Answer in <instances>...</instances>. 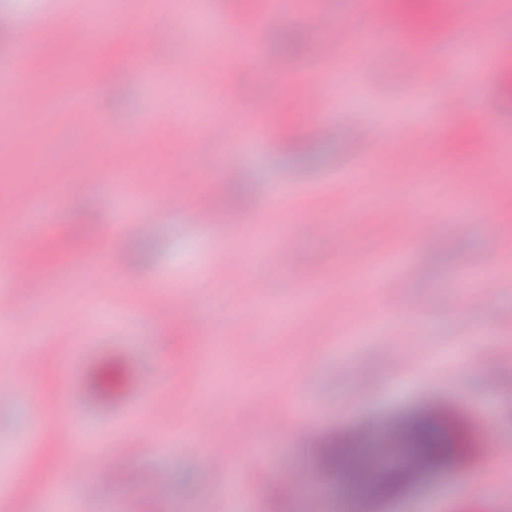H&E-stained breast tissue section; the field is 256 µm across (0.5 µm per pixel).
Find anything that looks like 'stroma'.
I'll return each mask as SVG.
<instances>
[{
    "instance_id": "obj_1",
    "label": "stroma",
    "mask_w": 512,
    "mask_h": 512,
    "mask_svg": "<svg viewBox=\"0 0 512 512\" xmlns=\"http://www.w3.org/2000/svg\"><path fill=\"white\" fill-rule=\"evenodd\" d=\"M153 23L134 30L129 20L138 0H0L10 31L0 34V76L16 59L15 33L39 19L52 31L48 49H32L37 65L79 66L81 76L109 69L89 126L48 132L57 152L45 171L20 179L24 156L11 144L22 109L0 97V170L12 174L10 190L46 189L63 178L72 188L45 217L52 253L35 242L33 272L46 288L37 297L13 291L12 310L0 319L8 342L0 355L18 360L29 379L0 400V512H49L52 486L77 469L82 483L68 494L65 512H308L320 499L325 512H512V455L492 456V446L512 447V198L488 197L481 171L494 167L512 182V101L500 74L512 65V0H478L474 22L483 47L464 68L440 67L410 81L390 56L372 69L355 65L353 46L334 58L320 54L330 29L403 26L385 0H294L261 32L266 51L286 65L274 74L263 65L239 68L224 31L203 33L188 15L221 18L247 11L246 0H150ZM97 16L110 31L94 49L70 39L65 29ZM138 35L154 73L141 86L129 67L124 39ZM313 80L322 87V112L311 114L302 94L285 95L288 82ZM469 83L472 101L463 121L432 111L435 96L455 81ZM234 110L240 128L261 130L253 150L236 151V133L211 138L205 154L186 153L204 128ZM359 117L346 121L345 112ZM153 125L158 146L146 162L134 149L124 160L141 175L132 194L164 190L172 207L143 210L131 228L105 184L81 180L86 137L129 140ZM418 138L405 151L398 135ZM303 138L314 158L298 163L287 132ZM440 142L431 163L429 139ZM375 156L362 182L338 181L343 167ZM430 177L431 192L410 201V216L440 215L430 240L401 238L393 200L410 182ZM203 193L239 195L237 211L213 209L196 223L194 199ZM346 194L369 200L353 214L355 235L336 222ZM286 234L293 257L258 252L259 240ZM103 238L95 256L83 237ZM125 262L113 268L112 253ZM234 253L231 262L222 253ZM400 254L403 299L391 305L389 285L365 279L366 270ZM258 279L260 295L239 291ZM495 293L470 303L484 281ZM200 298L190 308L183 290ZM421 362L404 364L410 351ZM128 374L123 391L104 404L88 395V379L107 359ZM168 397L183 423L165 414L151 421L150 437L119 427L143 399L146 382ZM262 393L278 400L277 429L268 410L241 408ZM62 398L60 408L48 400ZM208 406L209 429L193 421ZM444 407L461 418L476 448L469 472H435L385 503L344 491L313 454L325 437L350 436L359 447H401V416ZM80 414L94 448L76 444L68 460L54 456L57 434ZM121 448L113 462L110 447ZM242 449L243 460L225 462L219 451ZM306 471L288 485L280 460ZM120 466L111 482L101 470ZM36 478L25 494L7 487L23 471Z\"/></svg>"
}]
</instances>
